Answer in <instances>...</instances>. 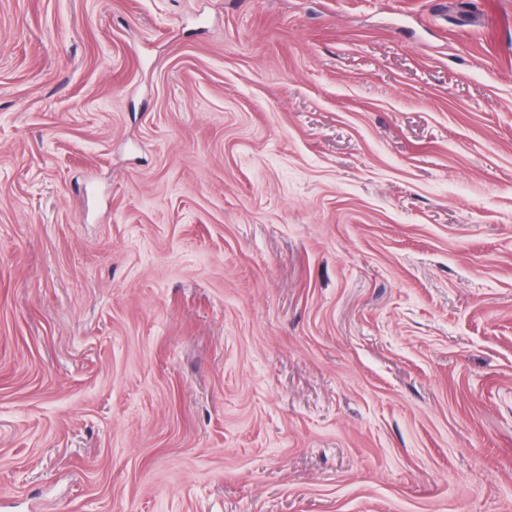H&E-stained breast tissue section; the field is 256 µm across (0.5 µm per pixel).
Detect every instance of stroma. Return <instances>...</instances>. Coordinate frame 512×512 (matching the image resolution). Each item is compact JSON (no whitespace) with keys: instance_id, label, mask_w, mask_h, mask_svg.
I'll return each mask as SVG.
<instances>
[{"instance_id":"1","label":"stroma","mask_w":512,"mask_h":512,"mask_svg":"<svg viewBox=\"0 0 512 512\" xmlns=\"http://www.w3.org/2000/svg\"><path fill=\"white\" fill-rule=\"evenodd\" d=\"M0 512H512V0H0Z\"/></svg>"}]
</instances>
